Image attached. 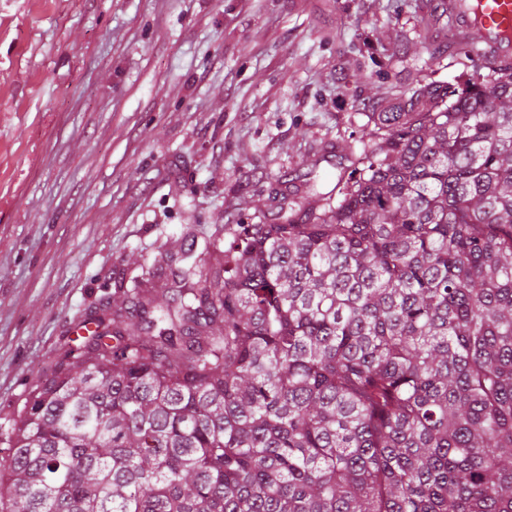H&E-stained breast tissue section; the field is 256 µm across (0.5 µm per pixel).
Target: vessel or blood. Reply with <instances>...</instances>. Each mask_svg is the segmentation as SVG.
<instances>
[{"label":"vessel or blood","mask_w":512,"mask_h":512,"mask_svg":"<svg viewBox=\"0 0 512 512\" xmlns=\"http://www.w3.org/2000/svg\"><path fill=\"white\" fill-rule=\"evenodd\" d=\"M451 19L471 48L492 57L512 55V0H452Z\"/></svg>","instance_id":"b4317fda"}]
</instances>
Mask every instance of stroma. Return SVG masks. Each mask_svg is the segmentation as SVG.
I'll return each mask as SVG.
<instances>
[{"label":"stroma","mask_w":512,"mask_h":512,"mask_svg":"<svg viewBox=\"0 0 512 512\" xmlns=\"http://www.w3.org/2000/svg\"><path fill=\"white\" fill-rule=\"evenodd\" d=\"M490 61L435 0H0V428L185 233L256 224L366 113Z\"/></svg>","instance_id":"stroma-1"}]
</instances>
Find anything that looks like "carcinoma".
<instances>
[{"label":"carcinoma","instance_id":"carcinoma-1","mask_svg":"<svg viewBox=\"0 0 512 512\" xmlns=\"http://www.w3.org/2000/svg\"><path fill=\"white\" fill-rule=\"evenodd\" d=\"M155 260L32 380L0 512H512V61Z\"/></svg>","mask_w":512,"mask_h":512}]
</instances>
